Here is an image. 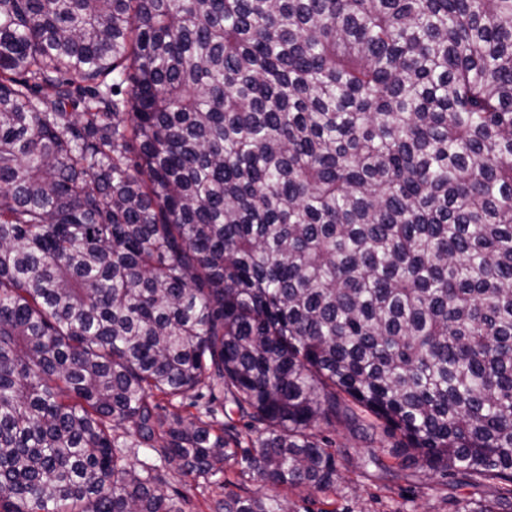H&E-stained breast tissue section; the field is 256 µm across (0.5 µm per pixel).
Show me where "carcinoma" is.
I'll return each instance as SVG.
<instances>
[{
  "label": "carcinoma",
  "mask_w": 512,
  "mask_h": 512,
  "mask_svg": "<svg viewBox=\"0 0 512 512\" xmlns=\"http://www.w3.org/2000/svg\"><path fill=\"white\" fill-rule=\"evenodd\" d=\"M338 426L512 512V0H0V512H338ZM162 475V490L175 498L183 512H214L216 501L224 499L225 492H240L235 486L224 489L218 482L207 487H198L193 481L185 482L174 465L165 468ZM243 487L251 492H255L259 495H281V496H289V498L296 502L298 506L300 507H308L313 512H318L319 509L327 508L326 505H323L321 501L323 498L321 496H318L315 498L316 502H304L303 499L307 497V491L305 488H297L292 491L283 490L281 488H277L270 483H267L266 481L262 480L258 476L251 477L249 475H246L245 478L242 480Z\"/></svg>",
  "instance_id": "1"
}]
</instances>
